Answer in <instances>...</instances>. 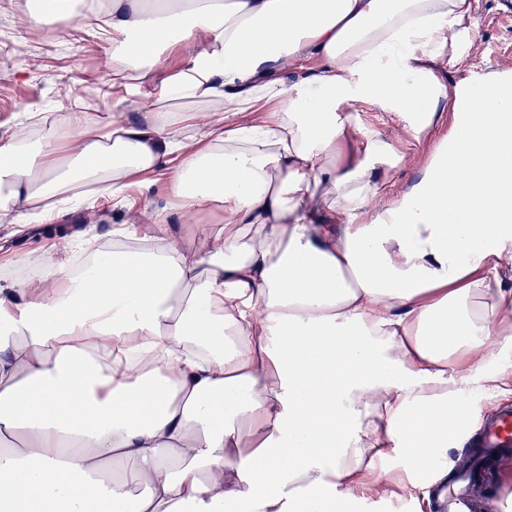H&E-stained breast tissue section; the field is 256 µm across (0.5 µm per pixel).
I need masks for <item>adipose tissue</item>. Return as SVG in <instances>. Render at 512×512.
Listing matches in <instances>:
<instances>
[{"mask_svg":"<svg viewBox=\"0 0 512 512\" xmlns=\"http://www.w3.org/2000/svg\"><path fill=\"white\" fill-rule=\"evenodd\" d=\"M474 0H107L88 17L126 80L204 40L174 94L255 120L61 115L0 143V206L53 216L165 176L146 235L112 228L79 274L46 256L0 284V512H346L385 499L380 463L445 481L448 417L512 394V82L489 73L451 149L374 218L382 175L349 105L412 116L447 98ZM301 78L285 88L284 66ZM224 221L188 241L199 209Z\"/></svg>","mask_w":512,"mask_h":512,"instance_id":"1","label":"adipose tissue"}]
</instances>
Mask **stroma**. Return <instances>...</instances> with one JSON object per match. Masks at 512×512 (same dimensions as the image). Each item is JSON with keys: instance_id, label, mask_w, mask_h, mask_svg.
Wrapping results in <instances>:
<instances>
[{"instance_id": "obj_1", "label": "stroma", "mask_w": 512, "mask_h": 512, "mask_svg": "<svg viewBox=\"0 0 512 512\" xmlns=\"http://www.w3.org/2000/svg\"><path fill=\"white\" fill-rule=\"evenodd\" d=\"M18 2L0 0V142L10 139L29 112L51 119L64 112L93 111L110 121L138 116L160 99L169 109L185 108V101L169 98L168 93L172 80L197 62L202 51L198 43L183 41L166 48L154 68L134 72L133 88L127 91L113 87L110 55L81 19H74L66 30L49 26L41 35H33L24 26ZM502 10L503 0H478L475 28L458 40L461 68L451 73L450 89L476 84L491 70L512 71V17ZM439 108L431 135L417 140L407 132L405 120L380 107H352L369 141L392 147L384 164L389 183L367 201L365 212L377 211L421 179L419 157L445 142L455 121L451 102L440 101ZM170 203L168 188L160 181L133 193L131 200L101 198L53 221L34 215L21 222L14 211L0 207V281L17 279L24 260L47 251L58 261L71 260L68 243H80L91 226L102 236L116 224H135L142 233H151L149 215ZM506 405H512V395L480 394L465 415L449 418L448 467L458 466L478 437L482 421Z\"/></svg>"}]
</instances>
